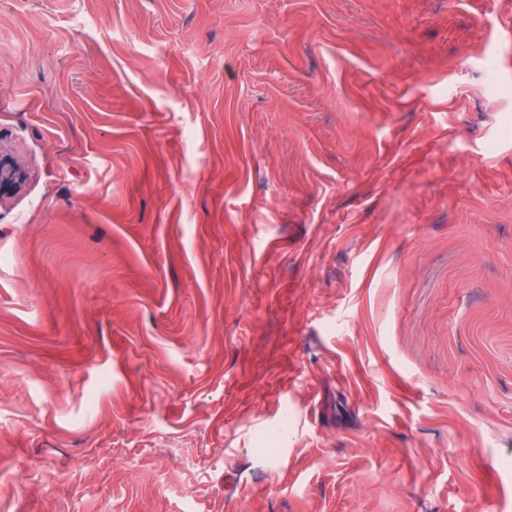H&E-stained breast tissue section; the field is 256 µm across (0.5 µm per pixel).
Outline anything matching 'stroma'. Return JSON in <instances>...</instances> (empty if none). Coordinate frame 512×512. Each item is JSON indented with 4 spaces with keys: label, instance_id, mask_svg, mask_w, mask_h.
<instances>
[{
    "label": "stroma",
    "instance_id": "35a3bbf8",
    "mask_svg": "<svg viewBox=\"0 0 512 512\" xmlns=\"http://www.w3.org/2000/svg\"><path fill=\"white\" fill-rule=\"evenodd\" d=\"M508 86L512 0H0V512H512ZM30 178V171L20 165L0 143V203L18 194Z\"/></svg>",
    "mask_w": 512,
    "mask_h": 512
}]
</instances>
